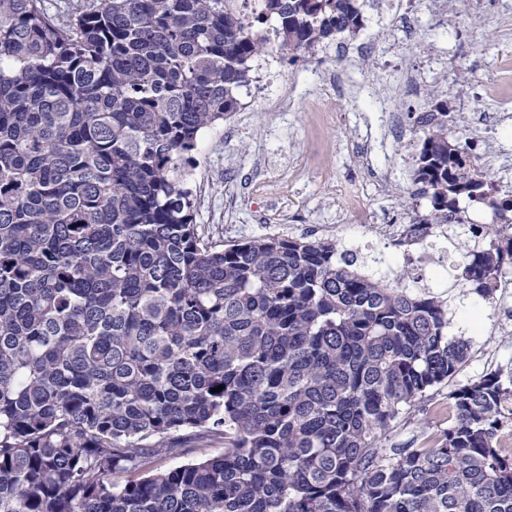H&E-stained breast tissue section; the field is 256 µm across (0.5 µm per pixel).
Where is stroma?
<instances>
[{"mask_svg":"<svg viewBox=\"0 0 512 512\" xmlns=\"http://www.w3.org/2000/svg\"><path fill=\"white\" fill-rule=\"evenodd\" d=\"M437 13L434 0H375L356 36L324 43L310 62L270 71L259 98L243 97L223 128L206 133L196 159L195 221L215 224L225 240L263 235L328 237L342 223L339 194L361 191L373 216L391 225L337 234L342 246L362 235L368 272L412 281L423 276L448 303L449 335L469 341L468 360L448 384L431 391L425 410L404 419L391 439L434 437L447 427L450 389L488 373L512 375V288L485 299L463 285L457 256L444 266L403 262L412 252L404 203L415 194L413 169L422 133L416 118L431 100L454 111L451 134L483 171L498 181L512 168V91L501 81L512 71V0H453ZM340 46L362 48L340 60ZM288 173V210L257 192L259 183ZM387 176L385 192L375 182Z\"/></svg>","mask_w":512,"mask_h":512,"instance_id":"stroma-1","label":"stroma"}]
</instances>
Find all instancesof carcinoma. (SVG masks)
<instances>
[{"mask_svg": "<svg viewBox=\"0 0 512 512\" xmlns=\"http://www.w3.org/2000/svg\"><path fill=\"white\" fill-rule=\"evenodd\" d=\"M363 2L0 0V512H512L500 374L449 393L433 445L387 440L468 357L446 301L333 239L195 223L194 152L254 59L357 34ZM418 124L411 231L489 210L456 264L489 296L512 198L447 102Z\"/></svg>", "mask_w": 512, "mask_h": 512, "instance_id": "obj_1", "label": "carcinoma"}]
</instances>
